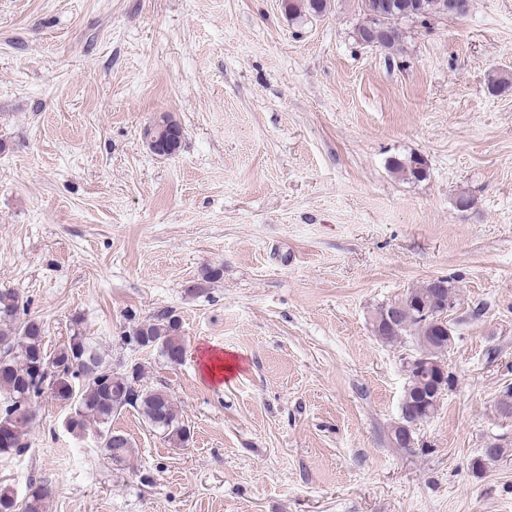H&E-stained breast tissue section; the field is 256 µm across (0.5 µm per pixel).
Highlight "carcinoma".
<instances>
[{"label":"carcinoma","instance_id":"obj_1","mask_svg":"<svg viewBox=\"0 0 512 512\" xmlns=\"http://www.w3.org/2000/svg\"><path fill=\"white\" fill-rule=\"evenodd\" d=\"M329 0H285V11L296 17L320 15ZM396 13L386 17V36L380 48L392 50L401 41ZM512 87V73L497 71L488 79L492 92ZM158 139L165 155L176 153L182 143L181 125L169 114L160 116ZM390 171L405 180L420 181L427 174V161L418 154L395 158ZM433 281L408 291L401 298V310L396 329L384 330L378 337L394 342L409 336L417 349L427 350L423 337L432 333L429 321L422 315L423 307L431 303ZM24 301L16 293H0V456L21 455L25 452V430L33 419V401L45 393L73 404L69 432L82 435L88 425L96 426L100 448L107 459L120 465L132 453L133 445L122 432L112 429V416L126 406L137 409L165 439L182 447L190 442V430L179 420L168 392L162 388L138 390L133 383L140 369L127 373L112 371L100 349L89 336L75 331L67 343L49 352L44 347L45 329L35 317L20 318ZM128 341L143 348H153L170 364L178 365L186 353L180 319L170 310H162L138 323L127 334ZM50 359L54 372L43 374L40 364ZM49 492L42 485H29L25 497L14 489L0 486V512H46Z\"/></svg>","mask_w":512,"mask_h":512}]
</instances>
